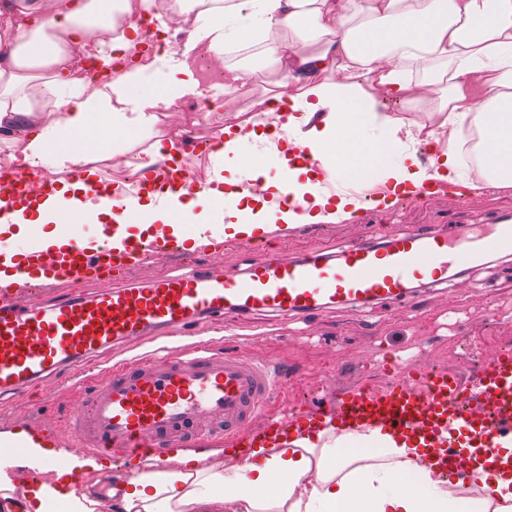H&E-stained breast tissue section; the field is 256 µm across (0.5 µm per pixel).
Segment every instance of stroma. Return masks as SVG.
Segmentation results:
<instances>
[{
	"mask_svg": "<svg viewBox=\"0 0 512 512\" xmlns=\"http://www.w3.org/2000/svg\"><path fill=\"white\" fill-rule=\"evenodd\" d=\"M235 66L254 73L245 94L222 102L212 93L219 85L218 75L199 73L201 88L210 94L216 112L199 122L194 113L178 114L171 111L169 102L159 103L151 135L139 141H117L111 155L92 158L89 167L96 178L115 186L127 185L131 173L124 167L125 161L145 156L159 139L174 141L199 184L208 185L217 160L207 150V142L223 138L225 125L236 123L239 113L250 111L284 87L280 71L264 67L259 54L243 57ZM509 213L512 188H490L475 197L446 189L424 203L404 201L393 209L367 203L349 220L307 224L274 234L270 250L295 255L312 249L328 259L353 243L382 246L400 234L493 224ZM254 257V251L239 240L228 239L216 249L204 246L168 257L163 265H124L107 277L93 274L71 284L58 283L45 289L42 296L47 299L68 289L94 292L117 283L141 285L162 274L169 264L189 269L213 263L233 277L243 273ZM198 340L208 342L217 352L266 361L287 373V388L243 425L246 433L265 427L284 406L302 413L308 406L326 405L347 389L362 385L382 388L419 369L448 371L470 380L489 360L512 351V256L492 251L480 263L450 268L446 282L411 283L407 296L399 301L352 302L299 319L229 315L197 325L178 338L148 336L134 345L102 353L84 377L94 381L113 361L149 354L163 343L177 352ZM79 402V392L61 378L46 380L36 396L0 397V435L26 428L46 433L58 448L72 450L76 442L68 419Z\"/></svg>",
	"mask_w": 512,
	"mask_h": 512,
	"instance_id": "stroma-1",
	"label": "stroma"
}]
</instances>
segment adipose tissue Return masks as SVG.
I'll use <instances>...</instances> for the list:
<instances>
[{"label": "adipose tissue", "instance_id": "1", "mask_svg": "<svg viewBox=\"0 0 512 512\" xmlns=\"http://www.w3.org/2000/svg\"><path fill=\"white\" fill-rule=\"evenodd\" d=\"M115 0H0V141L15 129L25 131L21 149H9L8 162L36 163L59 172L60 188L48 200L0 220V240L7 246L0 261V290L12 291L21 280L10 266L11 241L34 238L38 250L61 248L67 241L57 229L68 212L79 209L93 218L118 224L119 236L154 239L157 223L188 249L215 246L253 233L272 234L301 224L334 223L351 218L355 197L321 185L331 172L385 187L383 206L433 180L480 195L487 187H512V0H234L231 6L198 12L188 49L223 53L227 39L251 40L256 27L285 29L291 39H275L265 61L282 65L302 87L291 103L266 98L265 114H251L224 129L220 153L240 156L249 140L263 142L240 171L214 170L206 193L222 207L223 223L207 237L189 234L168 221L172 209L191 213L195 202L173 194L166 207L148 194L138 207L149 216L124 223L111 202L89 194L72 172L87 163V145L111 151L122 136L137 140L154 124V106L164 99L200 95L190 58L172 65L163 87L146 90L139 67L128 62L139 32L113 41L100 62L104 79L83 82L69 77L70 49L96 27L111 25ZM317 43L299 53L297 39ZM436 61L448 68V92L436 112L438 127L379 112L367 85L375 81L390 95L410 88L408 67L428 69ZM341 74L331 82V74ZM51 97L56 117L32 123L43 99ZM326 110L312 125L315 111ZM476 127L482 139L481 178L464 175L454 140ZM379 128L368 143L364 134ZM449 129L450 145H439L438 128ZM436 143L430 169L407 153L408 142ZM403 153L402 164L390 158ZM259 179L265 193L250 195L244 182ZM292 196L291 205L275 208L272 197ZM304 212H296V204ZM421 447L403 435L374 427L346 430L329 419L311 432L279 436L255 432L224 450V465L209 466L198 449L171 452L175 468L144 473L140 457L128 456V478L115 481L116 512H512V478L489 481L447 480L441 469L423 463ZM15 465L0 462V512H98L92 491L78 490L72 475L97 473L111 465L94 458H74L54 480L17 486Z\"/></svg>", "mask_w": 512, "mask_h": 512}]
</instances>
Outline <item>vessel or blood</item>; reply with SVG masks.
I'll list each match as a JSON object with an SVG mask.
<instances>
[{
	"label": "vessel or blood",
	"instance_id": "obj_1",
	"mask_svg": "<svg viewBox=\"0 0 512 512\" xmlns=\"http://www.w3.org/2000/svg\"><path fill=\"white\" fill-rule=\"evenodd\" d=\"M155 192L187 190L178 167L155 166ZM7 197L0 218L56 191L48 180L17 181L0 167ZM101 246L89 249L79 234L57 252H25L15 272L76 280L114 264H145L166 251L171 240L122 239L112 226ZM512 253V221L495 224L490 238L456 233H406L387 246L352 245L330 262L313 252L293 258H255L236 280L212 267L169 271L145 286H119L91 296L69 295L56 303H0V394H28L64 368L78 369L91 356L150 334L178 329L227 313L276 312L303 316L358 299L403 297L412 281L442 282L449 268L481 260L489 250ZM273 367L245 357L219 355L204 342L189 354L160 347L148 358L116 365L111 375L89 386L70 424L83 451L101 455L121 448L164 464L163 442L221 437L225 428L255 414L286 384ZM328 414L340 427L374 425L422 442L426 459L446 471L460 469L512 474V450L497 440L512 435V354L496 356L473 383L441 371L399 378L382 389L356 387L339 394Z\"/></svg>",
	"mask_w": 512,
	"mask_h": 512
}]
</instances>
